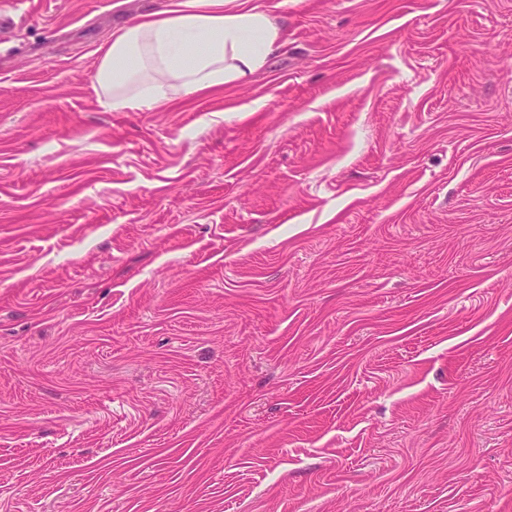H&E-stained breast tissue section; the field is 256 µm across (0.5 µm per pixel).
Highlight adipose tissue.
I'll return each instance as SVG.
<instances>
[{"instance_id": "1", "label": "adipose tissue", "mask_w": 512, "mask_h": 512, "mask_svg": "<svg viewBox=\"0 0 512 512\" xmlns=\"http://www.w3.org/2000/svg\"><path fill=\"white\" fill-rule=\"evenodd\" d=\"M285 45L259 0H162L113 32L95 76L100 104L167 107L256 75Z\"/></svg>"}]
</instances>
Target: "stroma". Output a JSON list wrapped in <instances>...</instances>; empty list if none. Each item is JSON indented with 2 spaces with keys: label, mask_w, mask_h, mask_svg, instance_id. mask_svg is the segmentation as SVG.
Returning a JSON list of instances; mask_svg holds the SVG:
<instances>
[{
  "label": "stroma",
  "mask_w": 512,
  "mask_h": 512,
  "mask_svg": "<svg viewBox=\"0 0 512 512\" xmlns=\"http://www.w3.org/2000/svg\"><path fill=\"white\" fill-rule=\"evenodd\" d=\"M266 2L108 112L156 0H0V512H512V0ZM285 45L256 0H163L112 32L99 102L109 112L167 107L256 75Z\"/></svg>",
  "instance_id": "1"
}]
</instances>
